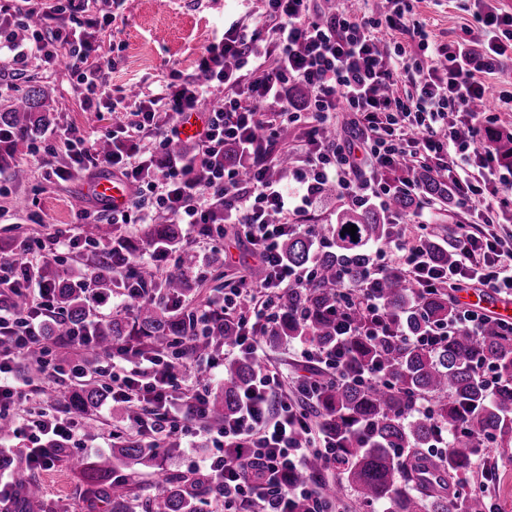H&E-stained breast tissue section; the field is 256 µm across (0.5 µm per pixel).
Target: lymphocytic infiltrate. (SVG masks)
<instances>
[{"mask_svg": "<svg viewBox=\"0 0 512 512\" xmlns=\"http://www.w3.org/2000/svg\"><path fill=\"white\" fill-rule=\"evenodd\" d=\"M312 0H264L262 30L247 33L232 26L201 54L197 75L176 79L154 94L122 95L104 104L98 92L101 67L87 66L95 30L108 15L94 13L89 0H62L42 8L31 0H0V75L27 70L30 60L52 67L61 47H68L69 67L84 89L88 112L109 106L127 112L103 137L64 130L58 140L68 165L56 170L60 179L93 177L107 165L130 186L123 209H109L108 223L137 224L154 215L186 228L183 243L202 255L220 252L226 225H234L268 275L255 280L242 276L227 284L206 303L195 305L166 297L164 305L187 309L198 331L208 332L216 320L235 323V340L224 344L228 354H248L258 368L239 398L238 409L223 426L208 420L211 389L204 375L217 365L215 351L198 352L186 338L173 340L164 352H142L126 343L88 360L95 338L89 324L71 330L66 341L75 356L68 364L41 358L47 381L78 385L95 379L107 398L133 408L125 427L113 438L134 433L158 445L178 437L208 443L201 467L214 479L212 498L222 512H288L303 501L307 512H330L332 500L321 481L299 482L295 475L311 456L327 465L339 461L312 408L328 381L344 376L342 345L347 337L397 335L396 320L377 293L384 275L394 273L424 295L464 281H476L497 293H512V247L486 233L490 210L480 202L512 190V164L502 163L492 139L482 138L489 121L482 108L487 96L483 74L493 71L512 40V15L488 12L482 22L490 32L481 48L469 41L433 45L424 21L410 19L404 0H386L385 10L354 14L336 10L322 16ZM67 14L58 23L59 14ZM40 23L25 39L15 30L30 17ZM394 38L392 51L381 47L382 35ZM416 93H408L404 80ZM303 85L310 117L304 148L296 160L302 165L294 187L268 179V169L282 156L281 130L298 121L297 111L282 105L263 110V102L280 101L289 84ZM204 112V127L194 152L174 157L167 147L177 140L179 121L188 112ZM353 113L350 138L326 137L334 113ZM151 136L153 147L142 152L139 142ZM112 151L101 155V138ZM237 145L243 167L224 163L226 145ZM447 179L459 203L475 210L483 228L455 241L457 264L443 268L428 258L422 237L392 219L395 234L371 247V268L358 282L340 280L339 301L332 317L336 341L322 347L303 342L297 354L310 364L308 374L288 377L269 368L259 344L288 312V291L313 287L312 269L288 265L280 244L284 237L307 232L325 244L317 225L301 226L288 218L308 212L320 200V190L335 181L339 194L355 206L387 207L399 190L414 187L420 169ZM79 254L112 252L115 294L125 308L155 298L154 290L127 279L123 269L136 261L124 236L110 245L77 234L63 239L51 231L21 244L22 259L0 257V419L14 418L15 405L30 392L12 377L13 364L27 357L46 339L49 322L60 319L53 284L38 269L59 261L62 246ZM81 410L71 404L55 412L41 411L19 421L15 432L27 448V461L37 468L51 465L48 443L59 448L83 447Z\"/></svg>", "mask_w": 512, "mask_h": 512, "instance_id": "1", "label": "lymphocytic infiltrate"}]
</instances>
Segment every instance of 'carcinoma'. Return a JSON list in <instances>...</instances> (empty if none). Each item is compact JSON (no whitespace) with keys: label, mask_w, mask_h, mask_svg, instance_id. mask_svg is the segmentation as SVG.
I'll list each match as a JSON object with an SVG mask.
<instances>
[{"label":"carcinoma","mask_w":512,"mask_h":512,"mask_svg":"<svg viewBox=\"0 0 512 512\" xmlns=\"http://www.w3.org/2000/svg\"><path fill=\"white\" fill-rule=\"evenodd\" d=\"M42 100L41 90L30 87L9 108L0 110V128L15 139L36 136L51 123V113L41 111ZM291 167L290 158L284 155L269 169L268 176L283 182ZM418 181L427 199L448 198V183L432 171L422 170ZM352 225L357 226L354 238L343 231ZM324 232L333 244L326 251L319 250L306 233L290 235L281 244L288 264L314 266L317 283L308 292L288 289V316L268 333L273 341L331 342L336 328L330 322L329 308L338 303V281L343 277L361 280L371 261L369 246L389 238L394 227L387 212L366 205L336 211V222L326 225ZM145 246L178 254L180 269L170 274L168 281L154 282V287L185 294L189 286L187 270L194 258L182 250L179 225H153ZM424 246L440 266H450L456 260L452 247L432 237L424 238ZM111 259L108 251L96 257L101 272L95 288L104 300L112 297L114 288L112 276L107 273ZM42 275L56 285L58 306L64 312V319L52 323L46 335L66 336L68 328L86 320L88 295L80 287L79 278L57 273L48 264ZM380 293L388 309L399 318L400 326L412 335L430 324L448 322L457 312L448 291L418 296L400 277L384 279ZM192 333L189 315L152 300L138 304L133 324L112 318L96 323L94 329L99 350H107L129 336H139V348L156 351L166 347L172 337ZM234 336L235 325L222 320L194 344L204 352ZM345 350L349 356L346 374L351 380L326 384L314 409L321 426L336 442L342 478L360 500L379 504L384 512H487V502L481 495L473 493L461 502L450 494L448 486L471 469L478 447L476 437L486 436L499 446L512 444V334L489 324L480 336L459 331L435 346L351 336ZM484 359L496 361L501 376L491 396L480 388L473 373V365ZM374 368L380 370L388 385L354 382L362 372ZM253 374V363L247 359H235L224 366V384L210 402L211 423L222 425L237 410L238 397L250 385ZM102 393L99 384L90 380L78 387L72 400L86 411L98 404ZM417 395L433 400L430 415L406 416ZM441 433L448 434V448L442 457L430 459L426 451ZM180 453L179 443L173 441L160 447L124 441L113 445L109 456L95 461L84 459L77 466L87 493L106 495L108 512H130L127 488L112 487V463L134 470L139 465H150L159 456ZM0 465L10 469L22 509L57 512V505L42 499L41 485L26 462L6 456L0 458ZM210 486L205 474H170L149 500L147 512H197L196 503L209 494Z\"/></svg>","instance_id":"cac0c4a2"}]
</instances>
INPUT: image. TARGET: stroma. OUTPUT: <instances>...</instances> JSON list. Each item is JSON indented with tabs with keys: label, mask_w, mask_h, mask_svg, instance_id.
<instances>
[{
	"label": "stroma",
	"mask_w": 512,
	"mask_h": 512,
	"mask_svg": "<svg viewBox=\"0 0 512 512\" xmlns=\"http://www.w3.org/2000/svg\"><path fill=\"white\" fill-rule=\"evenodd\" d=\"M408 3L414 16L427 23L437 43L448 45L468 39L480 44L488 38L474 0H408ZM262 11V0H124L122 6L113 10L111 22L96 31L94 50L87 64L103 65L102 89L106 94L116 96L132 88L153 90L170 82L176 73L191 78L197 56L216 36L233 25L254 30ZM485 81L489 89L486 106L491 128L512 134V110L497 105L500 95L512 94V48L502 56L499 70L486 75ZM31 86L44 92V109L54 116L50 131L104 130L116 120L107 111H83V90L64 63L52 69L31 63L23 75L14 78L11 88L0 90V106ZM11 162L26 168L28 179L15 184L7 174H0V256L11 255L16 239L43 235L48 225L73 235L104 219V206L87 192L86 180L61 181L52 177V170L67 163L63 150L36 158L29 153L27 141L19 140L12 148ZM423 213L432 216L425 235L448 243L454 242L461 225L471 221L455 199L444 203L421 201L406 217L414 220ZM224 250L225 262L208 265L198 262L189 269V278L197 283L188 295L189 301H201L214 294L216 273H223L225 280L233 282L244 267L256 262L248 243L235 233L225 236ZM15 375L41 387L34 404H22L18 416H28L35 409L54 410L69 394L68 386L43 383L41 375L32 374L26 362L16 364ZM126 420V406L108 400L89 412L84 447L60 451L48 468L35 471L45 498L63 505L64 512H106L101 502L87 498L80 473L71 461L76 457L108 456L110 433ZM205 453V444L200 441L194 454L158 459L155 465L140 468L138 474L129 476L132 512H141L143 503L155 494L160 473L193 471L194 459ZM484 458L495 467L494 476L487 483L486 496L496 512H512V447L487 448Z\"/></svg>",
	"instance_id": "35a3bbf8"
}]
</instances>
